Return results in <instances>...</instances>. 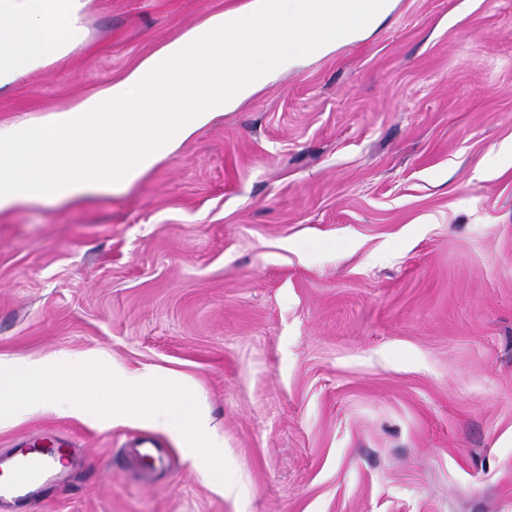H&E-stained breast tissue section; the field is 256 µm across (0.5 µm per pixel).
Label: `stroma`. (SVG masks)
Returning a JSON list of instances; mask_svg holds the SVG:
<instances>
[{"mask_svg": "<svg viewBox=\"0 0 512 512\" xmlns=\"http://www.w3.org/2000/svg\"><path fill=\"white\" fill-rule=\"evenodd\" d=\"M249 0H90L85 41L0 91L70 107ZM512 0H394L128 188L0 212V357L178 379L237 481L133 417L70 440L43 512H512ZM152 439L142 476L126 446Z\"/></svg>", "mask_w": 512, "mask_h": 512, "instance_id": "stroma-1", "label": "stroma"}]
</instances>
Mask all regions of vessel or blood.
<instances>
[{
	"label": "vessel or blood",
	"mask_w": 512,
	"mask_h": 512,
	"mask_svg": "<svg viewBox=\"0 0 512 512\" xmlns=\"http://www.w3.org/2000/svg\"><path fill=\"white\" fill-rule=\"evenodd\" d=\"M67 446L28 449L16 447L0 453V467L8 471L7 480L0 482V502L13 499L23 502L29 512L40 504V491L58 464L64 463Z\"/></svg>",
	"instance_id": "vessel-or-blood-1"
}]
</instances>
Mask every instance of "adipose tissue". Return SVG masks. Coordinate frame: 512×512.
Masks as SVG:
<instances>
[{
    "label": "adipose tissue",
    "instance_id": "ef3b65f1",
    "mask_svg": "<svg viewBox=\"0 0 512 512\" xmlns=\"http://www.w3.org/2000/svg\"><path fill=\"white\" fill-rule=\"evenodd\" d=\"M90 0H0V91L65 60ZM392 0H250L211 14L121 79L65 110L0 123V212L136 182L200 128L292 68L377 27ZM198 57L197 68L183 61Z\"/></svg>",
    "mask_w": 512,
    "mask_h": 512
}]
</instances>
